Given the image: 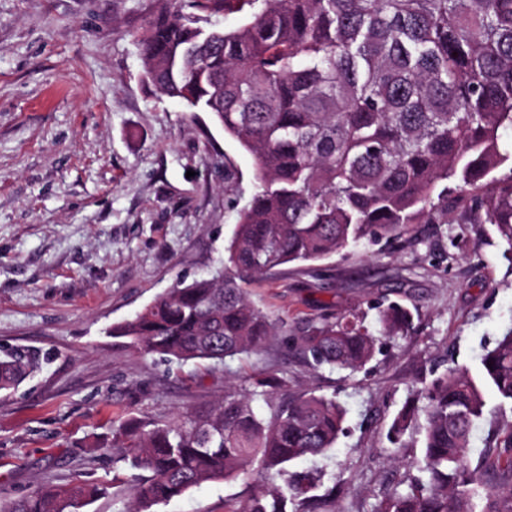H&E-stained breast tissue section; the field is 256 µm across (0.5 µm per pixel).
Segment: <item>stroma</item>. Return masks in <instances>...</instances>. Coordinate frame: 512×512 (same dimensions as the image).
I'll list each match as a JSON object with an SVG mask.
<instances>
[{
	"label": "stroma",
	"mask_w": 512,
	"mask_h": 512,
	"mask_svg": "<svg viewBox=\"0 0 512 512\" xmlns=\"http://www.w3.org/2000/svg\"><path fill=\"white\" fill-rule=\"evenodd\" d=\"M159 0H0V354L39 369L0 392V499L75 479L101 485L84 512H130L133 471L114 426L212 408L266 371L290 391L335 397L344 433L297 463L328 512H376L420 472V434L393 452L387 431L413 386L479 356L512 327V260L492 224H412L251 282L250 300L295 322L397 301L408 336L358 372L312 368L292 332L209 372L113 336L178 277L224 256L254 191V162L206 112L147 93L133 34ZM249 475L204 483L153 512H229Z\"/></svg>",
	"instance_id": "35a3bbf8"
}]
</instances>
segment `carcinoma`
Instances as JSON below:
<instances>
[{
	"mask_svg": "<svg viewBox=\"0 0 512 512\" xmlns=\"http://www.w3.org/2000/svg\"><path fill=\"white\" fill-rule=\"evenodd\" d=\"M161 0L134 35L142 85L209 112L255 162V190L240 210L227 257L207 277L181 278L112 330L168 361L219 364L261 349L288 324L249 299L246 281L281 267L324 260L409 224H494L512 251V0ZM238 13L234 27L212 17ZM362 312L292 327L315 367L359 371L383 337L405 336L412 314L377 303ZM33 362L0 358V391L19 385ZM512 412V328L480 358L478 376L454 365L412 391L389 440L422 434L426 479L382 502L378 512H512V422L505 463L471 462L485 420L482 386ZM253 395L278 403L259 415L229 385L206 414L165 424L129 420L116 447L139 471L132 512L231 480L259 462L252 489L230 512H291L325 499L298 459L335 447L345 412L334 397L288 391L258 377ZM101 494L84 480L43 487L0 512H80Z\"/></svg>",
	"mask_w": 512,
	"mask_h": 512,
	"instance_id": "carcinoma-1",
	"label": "carcinoma"
}]
</instances>
